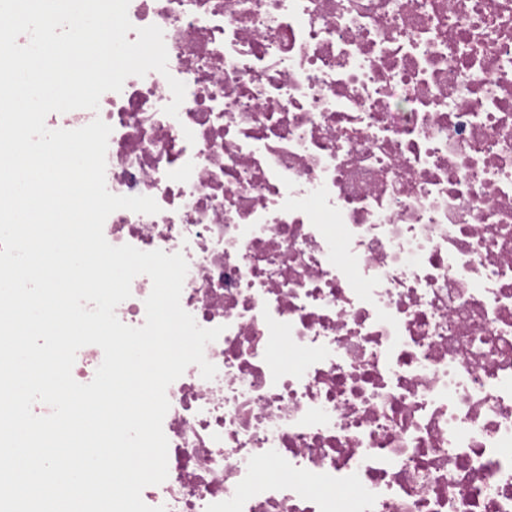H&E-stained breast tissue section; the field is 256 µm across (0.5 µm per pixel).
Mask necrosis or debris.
Instances as JSON below:
<instances>
[{"instance_id": "obj_1", "label": "necrosis or debris", "mask_w": 512, "mask_h": 512, "mask_svg": "<svg viewBox=\"0 0 512 512\" xmlns=\"http://www.w3.org/2000/svg\"><path fill=\"white\" fill-rule=\"evenodd\" d=\"M107 241L182 253L217 368L167 389L166 512H512V0H130ZM186 85L177 116L167 83Z\"/></svg>"}]
</instances>
